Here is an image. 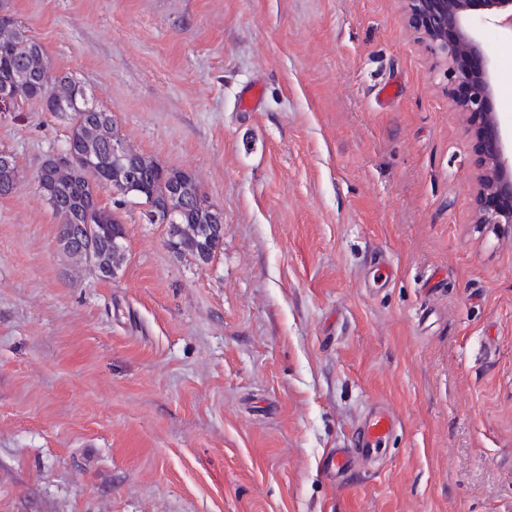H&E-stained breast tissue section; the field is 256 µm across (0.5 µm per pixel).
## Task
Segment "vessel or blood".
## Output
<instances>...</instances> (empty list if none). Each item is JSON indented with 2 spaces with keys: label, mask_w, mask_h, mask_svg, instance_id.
I'll list each match as a JSON object with an SVG mask.
<instances>
[{
  "label": "vessel or blood",
  "mask_w": 512,
  "mask_h": 512,
  "mask_svg": "<svg viewBox=\"0 0 512 512\" xmlns=\"http://www.w3.org/2000/svg\"><path fill=\"white\" fill-rule=\"evenodd\" d=\"M396 428V418L387 404L371 406L364 418L360 440L351 448H335L326 456L327 467L340 475L347 469L352 457L367 458L380 453L386 440Z\"/></svg>",
  "instance_id": "1"
}]
</instances>
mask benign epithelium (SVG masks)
<instances>
[{"instance_id": "7a95c632", "label": "benign epithelium", "mask_w": 512, "mask_h": 512, "mask_svg": "<svg viewBox=\"0 0 512 512\" xmlns=\"http://www.w3.org/2000/svg\"><path fill=\"white\" fill-rule=\"evenodd\" d=\"M415 25L430 51L445 64L452 100L479 122L474 147L482 174L475 197L481 224H512V131L494 112V80L486 52L471 33L473 15L485 16L512 35V0H409Z\"/></svg>"}]
</instances>
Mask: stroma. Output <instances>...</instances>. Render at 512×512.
Masks as SVG:
<instances>
[{
  "label": "stroma",
  "instance_id": "obj_1",
  "mask_svg": "<svg viewBox=\"0 0 512 512\" xmlns=\"http://www.w3.org/2000/svg\"><path fill=\"white\" fill-rule=\"evenodd\" d=\"M224 216L206 263L118 207L109 278L36 182L69 118L0 112V512H512V224L406 0H0ZM512 126V39L476 20ZM395 82L380 103L377 91ZM260 85L257 111L240 98ZM399 421L339 478L374 401Z\"/></svg>",
  "mask_w": 512,
  "mask_h": 512
}]
</instances>
